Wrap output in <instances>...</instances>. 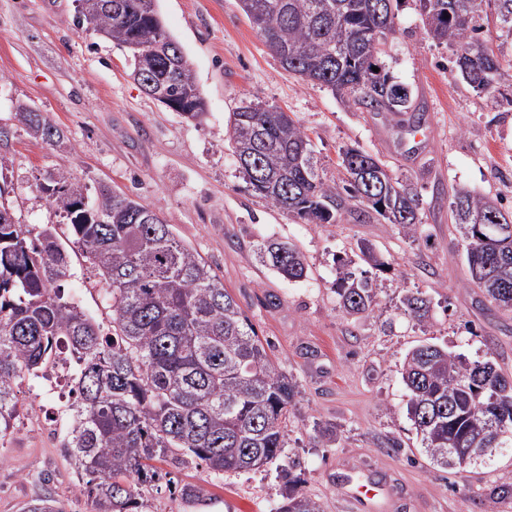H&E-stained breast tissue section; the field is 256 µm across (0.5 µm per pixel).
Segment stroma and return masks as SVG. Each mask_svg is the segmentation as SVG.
<instances>
[{"label": "stroma", "instance_id": "stroma-1", "mask_svg": "<svg viewBox=\"0 0 512 512\" xmlns=\"http://www.w3.org/2000/svg\"><path fill=\"white\" fill-rule=\"evenodd\" d=\"M157 9L206 100L200 119H185L144 93L125 51L78 26L75 0H0V125L11 130L0 145V180L16 221L62 223L60 208L39 189L49 171L90 189L107 184L160 209L223 280L278 370L294 379L283 460L324 512H361L346 491L363 472L386 480L394 501L368 512H512V499L492 508L482 498L483 488L512 484V448L459 472L434 465L406 414L400 376L405 355L425 342L491 360L512 375V312L470 281L466 242L448 208L460 190L512 210V106L494 104L449 73L452 53L427 35L417 0H401L384 63L413 91L412 112L422 118L418 141L387 113L349 108L329 90L288 75L238 0H157ZM246 97L302 125L326 179L337 177L345 146L409 177L422 200L418 241L374 219L306 224L252 196L229 148L230 115ZM17 100L62 128L63 144L27 134L14 118ZM269 239L303 251L307 278L284 280L258 260V244ZM361 243L387 266L370 272L373 310L353 318L339 308L332 284L337 257ZM70 268L66 293L111 332L112 302L96 271L76 250ZM416 289L431 302L423 322L401 304ZM18 398L8 458L0 462V512H24L47 492L67 512H92L90 499L76 492L64 448V401L42 383L23 385ZM326 427L331 435H323ZM158 468L202 488L204 501L191 505L168 489H148L142 512H277L282 502L273 465L220 476L195 463Z\"/></svg>", "mask_w": 512, "mask_h": 512}]
</instances>
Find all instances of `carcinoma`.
Wrapping results in <instances>:
<instances>
[{"label":"carcinoma","instance_id":"cac0c4a2","mask_svg":"<svg viewBox=\"0 0 512 512\" xmlns=\"http://www.w3.org/2000/svg\"><path fill=\"white\" fill-rule=\"evenodd\" d=\"M78 24L98 14L95 27L126 52L132 73H145L155 99L187 119L205 111L194 71L145 0H77ZM281 67L320 85L349 107L392 115L411 109L408 86L381 62L378 35L395 28L400 0H238ZM426 32L453 50L452 69L474 91L491 95L502 52L486 44L488 15L497 37L512 40V0H418ZM379 71L372 70V67ZM27 133L57 143L63 132L37 109L14 113ZM233 155L251 194L305 224H338L350 216L384 220L415 238L421 224L419 192L392 176L378 157L340 150L338 178L319 173L305 130L288 113L245 100L232 112ZM61 206L72 243L54 226L35 228L7 218L0 206V462L17 410V388L39 377L62 354L78 360L65 438L78 486L93 512H138L141 488L160 479L150 464L168 459L178 468L200 461L216 475L259 469L282 457L289 408L296 391L277 370L247 316L224 282L177 239L159 210L125 193L87 187L63 172L43 187ZM463 229L467 266L489 267L478 283L486 296L512 311V248H486L476 221L512 239V212L493 200L457 192L449 203ZM80 249L112 301V336L67 296L69 245ZM261 262L283 278L308 276L304 254L287 242L258 248ZM340 305L364 313L374 302L368 271L338 260L333 283ZM404 311L421 318L429 301L412 292ZM401 378L407 414L432 463L448 467L450 448H511V376L490 360H467L434 344L407 353ZM278 512H323L298 489L291 470ZM26 512H66L53 497L32 500Z\"/></svg>","mask_w":512,"mask_h":512}]
</instances>
